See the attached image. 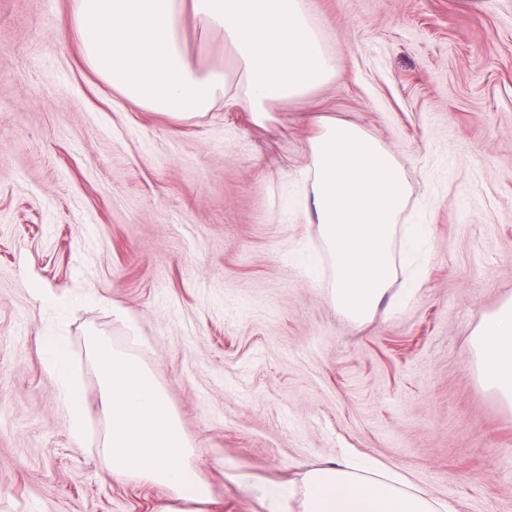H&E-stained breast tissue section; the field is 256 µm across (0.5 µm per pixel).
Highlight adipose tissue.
<instances>
[{
  "mask_svg": "<svg viewBox=\"0 0 512 512\" xmlns=\"http://www.w3.org/2000/svg\"><path fill=\"white\" fill-rule=\"evenodd\" d=\"M70 24L86 66L131 103L178 120L218 102L245 106L264 127L268 108L306 98L336 76V63L304 0H71ZM222 32L234 52L240 83L188 53L187 27ZM312 175L305 204L332 260L329 300L362 323L379 308H398L418 294L417 275L396 288L408 259L396 250L399 221L412 187L379 139L352 122L322 118L309 142ZM46 366L74 440L83 438L84 393L73 380L64 339H41ZM113 476L165 487L159 512H224L209 483L187 462L180 420L153 375L130 354L92 338ZM481 385L512 407V298L481 314L471 339ZM265 512H448L445 500L401 472L348 453L298 468L285 481L249 480Z\"/></svg>",
  "mask_w": 512,
  "mask_h": 512,
  "instance_id": "1",
  "label": "adipose tissue"
}]
</instances>
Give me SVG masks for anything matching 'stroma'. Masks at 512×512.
<instances>
[{
  "label": "stroma",
  "instance_id": "1",
  "mask_svg": "<svg viewBox=\"0 0 512 512\" xmlns=\"http://www.w3.org/2000/svg\"><path fill=\"white\" fill-rule=\"evenodd\" d=\"M305 5L336 77L260 132L240 107L182 122L123 103L76 54L71 0H0V512L168 501L106 470L93 336L152 372L226 512H262L245 476L347 451L453 512H512V411L469 353L479 311L512 297V0ZM186 42L234 68L223 33ZM317 114L397 155L406 219L430 228L425 288L362 325L330 306L331 260L295 204ZM49 334L84 391L80 444Z\"/></svg>",
  "mask_w": 512,
  "mask_h": 512
}]
</instances>
